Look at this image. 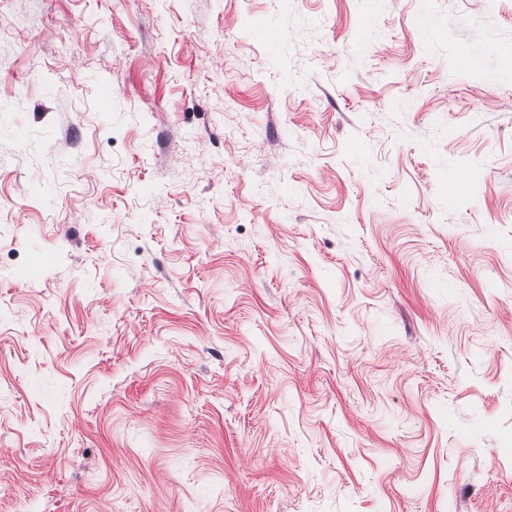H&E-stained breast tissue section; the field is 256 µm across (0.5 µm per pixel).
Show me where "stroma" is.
<instances>
[{"mask_svg":"<svg viewBox=\"0 0 512 512\" xmlns=\"http://www.w3.org/2000/svg\"><path fill=\"white\" fill-rule=\"evenodd\" d=\"M510 60L512 0H0V512H512Z\"/></svg>","mask_w":512,"mask_h":512,"instance_id":"1","label":"stroma"}]
</instances>
